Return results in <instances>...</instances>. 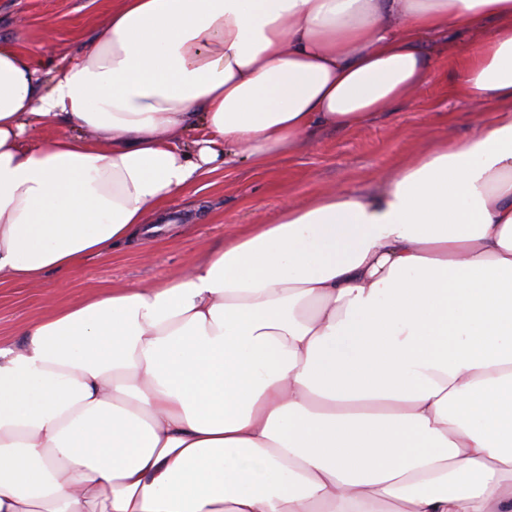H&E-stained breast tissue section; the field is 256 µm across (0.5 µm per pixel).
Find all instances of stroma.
I'll use <instances>...</instances> for the list:
<instances>
[{"label": "stroma", "instance_id": "obj_1", "mask_svg": "<svg viewBox=\"0 0 512 512\" xmlns=\"http://www.w3.org/2000/svg\"><path fill=\"white\" fill-rule=\"evenodd\" d=\"M113 3L0 0V39L32 53L36 66L64 64L90 42ZM494 28L486 21L459 35L433 39L427 82L365 125L319 130L262 169L238 159L204 176L171 201L172 223L142 242L89 257L72 273L48 274L36 286L1 279L0 340H13L51 306L88 291L146 286L178 276L234 225L270 222L283 201L303 203L332 187L366 194L375 180L392 176L399 159L432 141L467 139L486 105L455 95L451 86L462 56L489 39Z\"/></svg>", "mask_w": 512, "mask_h": 512}]
</instances>
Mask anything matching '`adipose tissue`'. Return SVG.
<instances>
[{
  "label": "adipose tissue",
  "instance_id": "obj_1",
  "mask_svg": "<svg viewBox=\"0 0 512 512\" xmlns=\"http://www.w3.org/2000/svg\"><path fill=\"white\" fill-rule=\"evenodd\" d=\"M484 21L469 138L0 342V512H512V0H116L64 65L0 42V277L365 124L425 81V35Z\"/></svg>",
  "mask_w": 512,
  "mask_h": 512
}]
</instances>
